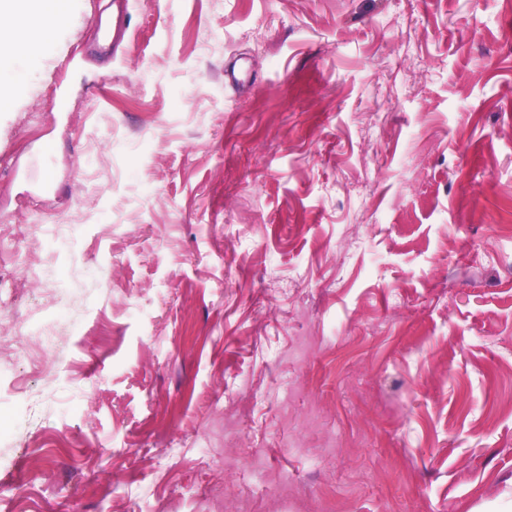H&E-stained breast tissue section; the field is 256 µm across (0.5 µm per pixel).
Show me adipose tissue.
Returning a JSON list of instances; mask_svg holds the SVG:
<instances>
[{
  "label": "adipose tissue",
  "instance_id": "obj_1",
  "mask_svg": "<svg viewBox=\"0 0 512 512\" xmlns=\"http://www.w3.org/2000/svg\"><path fill=\"white\" fill-rule=\"evenodd\" d=\"M25 11L39 20L36 33L16 38L8 27H0V54L5 56H35L50 31L51 23L64 12L62 0H0V17L14 16L18 11Z\"/></svg>",
  "mask_w": 512,
  "mask_h": 512
}]
</instances>
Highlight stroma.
I'll list each match as a JSON object with an SVG mask.
<instances>
[{"label": "stroma", "instance_id": "35a3bbf8", "mask_svg": "<svg viewBox=\"0 0 512 512\" xmlns=\"http://www.w3.org/2000/svg\"><path fill=\"white\" fill-rule=\"evenodd\" d=\"M112 2L0 66V512L494 501L512 0Z\"/></svg>", "mask_w": 512, "mask_h": 512}]
</instances>
